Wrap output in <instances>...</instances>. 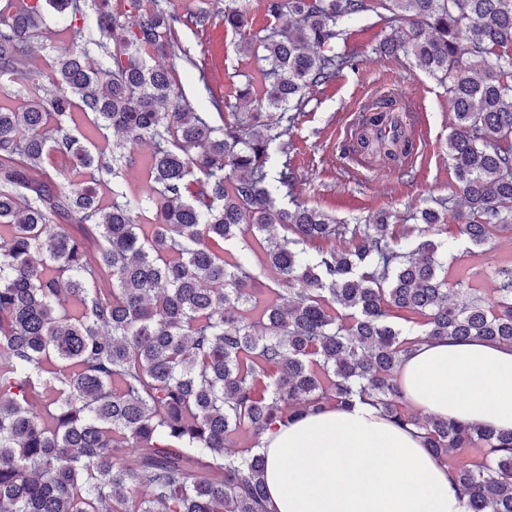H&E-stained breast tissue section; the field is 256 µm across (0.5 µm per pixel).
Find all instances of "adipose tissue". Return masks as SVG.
I'll return each mask as SVG.
<instances>
[{
	"instance_id": "obj_1",
	"label": "adipose tissue",
	"mask_w": 512,
	"mask_h": 512,
	"mask_svg": "<svg viewBox=\"0 0 512 512\" xmlns=\"http://www.w3.org/2000/svg\"><path fill=\"white\" fill-rule=\"evenodd\" d=\"M424 414L512 431V346L435 340L400 372ZM260 450L270 512H465L455 475L370 405L329 408L267 431Z\"/></svg>"
}]
</instances>
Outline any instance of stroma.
<instances>
[{"label":"stroma","instance_id":"35a3bbf8","mask_svg":"<svg viewBox=\"0 0 512 512\" xmlns=\"http://www.w3.org/2000/svg\"><path fill=\"white\" fill-rule=\"evenodd\" d=\"M225 0H209L213 14L210 35L187 36L185 44L206 68L207 84H200L196 70L178 65L179 78L191 103L208 108V96H223L228 112L254 111L253 103L239 99L237 91L263 67L260 56L242 51L240 37L224 27ZM388 34L375 12L368 11L344 26L335 49L354 54L355 69L344 70L332 86L314 92L300 113L290 138L288 156L294 170L297 201L315 205L340 224H361L369 215L385 209L394 222L412 225L411 214L423 200L450 196L454 176L448 166V134L453 115L448 105V84L429 75L413 57H390L381 51ZM393 88L406 99L417 101L427 112L430 146L422 164L393 172L372 167L366 178L351 177L349 157L343 148L339 128L350 121L365 95L381 96ZM456 224L435 234L437 242L448 245L450 256L460 257L471 268L473 284L487 301H494L489 268L478 258L467 257L457 239Z\"/></svg>","mask_w":512,"mask_h":512}]
</instances>
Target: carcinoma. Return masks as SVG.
I'll return each mask as SVG.
<instances>
[{
    "mask_svg": "<svg viewBox=\"0 0 512 512\" xmlns=\"http://www.w3.org/2000/svg\"><path fill=\"white\" fill-rule=\"evenodd\" d=\"M230 2L224 27L266 62L239 95L273 109L265 120L184 96L175 60L197 66L183 35L208 29L204 7L0 0V87L27 96L0 108V512H266L262 435L357 403L417 429L466 512H512V431L417 416L399 380L429 340L512 345V265L491 267L489 304L429 239L450 210L468 245L512 230V0H265L290 21L255 34ZM50 8L72 47L47 86L31 62L58 33ZM378 8L382 52L448 79L454 114L453 205H424L401 234L386 210L351 225L285 204L299 111L354 66L334 49L343 23ZM355 142L402 168L409 102L368 105ZM59 157L83 179L54 181ZM413 232L415 247L395 244ZM268 271L275 286L255 287Z\"/></svg>",
    "mask_w": 512,
    "mask_h": 512,
    "instance_id": "1",
    "label": "carcinoma"
}]
</instances>
